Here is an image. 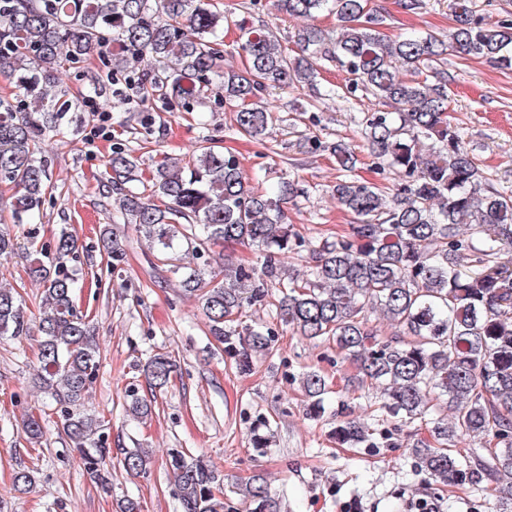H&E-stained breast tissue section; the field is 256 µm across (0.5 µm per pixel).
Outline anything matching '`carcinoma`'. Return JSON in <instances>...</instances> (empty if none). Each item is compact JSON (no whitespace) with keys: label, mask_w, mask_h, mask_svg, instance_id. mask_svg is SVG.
Listing matches in <instances>:
<instances>
[{"label":"carcinoma","mask_w":512,"mask_h":512,"mask_svg":"<svg viewBox=\"0 0 512 512\" xmlns=\"http://www.w3.org/2000/svg\"><path fill=\"white\" fill-rule=\"evenodd\" d=\"M278 10L312 19L336 16L338 28L298 29V54L265 25L244 28L241 72H224V13L212 0H0V76L19 93L0 100V183L12 185L13 222L24 224L46 202L48 169L35 142L57 131L71 107L60 75L81 70L94 52L104 56L106 80L134 86L142 103L189 109L224 87L235 131L259 145L275 113L258 105L300 88L315 90V60L346 74L347 90L371 94L381 107L362 118L370 155L400 182L388 196L378 187L340 179L337 203L355 217L350 232L308 241L285 223L283 204L305 195L282 181L277 198L254 191L236 156L201 146L185 159L164 157L152 177L138 181L137 159L112 144L115 224H132L167 261L181 287L200 293L209 332L246 370L272 353L275 330L233 326L247 308L267 306L278 289L277 318L309 341L328 340L355 365V383L376 387L386 419L425 423L430 439L411 453L428 475L446 485L460 475L450 442L482 436L495 442L477 473L496 479L512 495V197L491 189L475 158L448 119V75L439 65L448 51L512 67V20L495 24L472 0H452L448 42L426 34L392 40L369 0H276ZM147 62V68L138 63ZM339 170L349 171L354 151L331 145ZM255 248L260 266L224 267V281L207 277L214 246ZM112 266L125 250L114 229H104ZM308 249L307 274L285 275L282 256ZM77 239L64 227L49 245L32 246L29 276L41 288L40 384L55 404L64 432L98 474L102 450L84 444L101 420L81 410L99 365L94 331L77 310L79 269L67 265ZM382 314L396 334L382 338L368 316ZM29 322L12 288L0 286V336H26ZM150 390L166 387L176 364L166 353L145 364ZM309 413L324 412L328 388L316 370L303 377ZM135 417L152 403L130 394ZM336 440L371 442L369 428L347 419ZM149 452H123L133 475L146 472ZM182 512H224L216 496L224 480L198 459L171 457ZM251 512H281L279 498L255 476L241 489Z\"/></svg>","instance_id":"cac0c4a2"}]
</instances>
